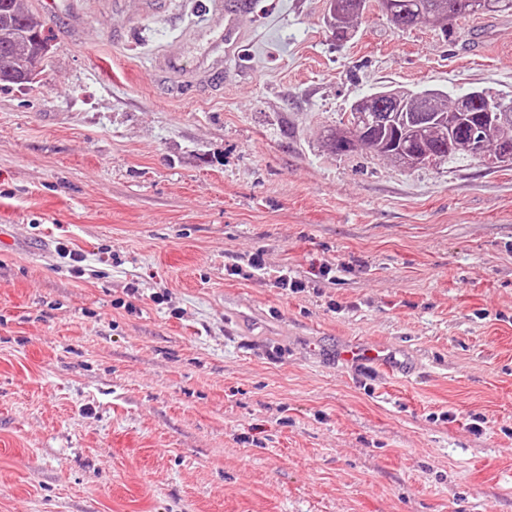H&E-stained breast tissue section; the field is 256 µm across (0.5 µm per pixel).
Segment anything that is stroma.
Masks as SVG:
<instances>
[{
    "instance_id": "obj_1",
    "label": "stroma",
    "mask_w": 512,
    "mask_h": 512,
    "mask_svg": "<svg viewBox=\"0 0 512 512\" xmlns=\"http://www.w3.org/2000/svg\"><path fill=\"white\" fill-rule=\"evenodd\" d=\"M232 2L217 82L207 0H24L51 51L0 84V512H512V165L328 141L384 87L512 96V16L373 5L340 40L327 0ZM344 356L349 359L363 361L365 363L381 365L386 368H401V362L392 357L390 353L381 347H352L343 352Z\"/></svg>"
}]
</instances>
